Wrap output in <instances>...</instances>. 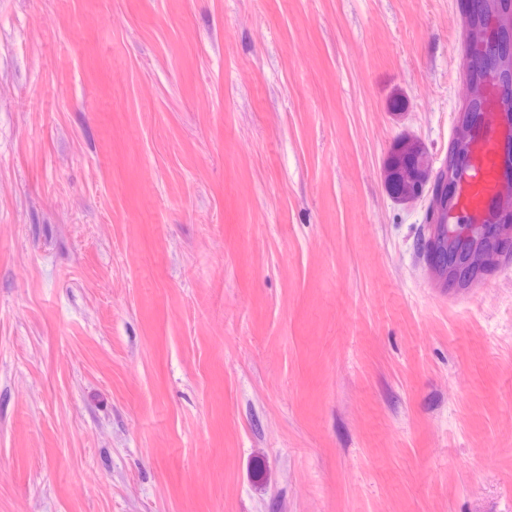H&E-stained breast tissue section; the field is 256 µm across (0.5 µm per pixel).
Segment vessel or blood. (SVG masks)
Returning <instances> with one entry per match:
<instances>
[{
    "label": "vessel or blood",
    "instance_id": "b4317fda",
    "mask_svg": "<svg viewBox=\"0 0 512 512\" xmlns=\"http://www.w3.org/2000/svg\"><path fill=\"white\" fill-rule=\"evenodd\" d=\"M480 109L468 132V150L453 183L452 204L443 216L450 234L495 223L512 210V174L503 157L512 148V110L501 86L491 78L479 83Z\"/></svg>",
    "mask_w": 512,
    "mask_h": 512
}]
</instances>
